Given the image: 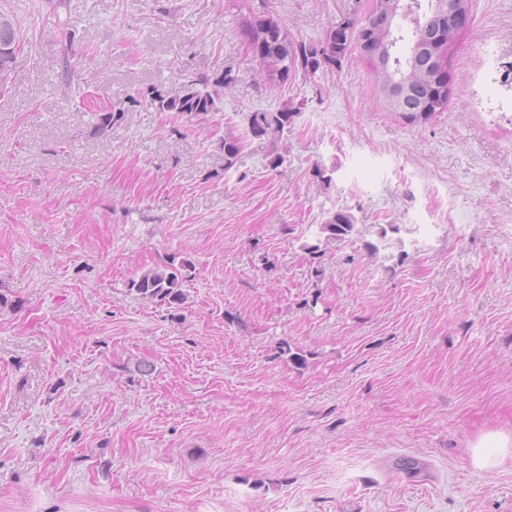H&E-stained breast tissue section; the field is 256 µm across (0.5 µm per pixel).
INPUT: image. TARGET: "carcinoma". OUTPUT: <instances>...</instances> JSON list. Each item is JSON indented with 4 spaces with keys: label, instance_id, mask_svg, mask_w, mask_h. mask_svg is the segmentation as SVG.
Listing matches in <instances>:
<instances>
[{
    "label": "carcinoma",
    "instance_id": "carcinoma-1",
    "mask_svg": "<svg viewBox=\"0 0 512 512\" xmlns=\"http://www.w3.org/2000/svg\"><path fill=\"white\" fill-rule=\"evenodd\" d=\"M443 7V0H376V8L391 18V24L382 36L379 61L370 63L374 84L385 103L395 112L414 120L426 102L437 96L431 84V66L434 59L448 65V55L458 36L444 40L436 36L435 19ZM405 8L415 14L416 22L405 24L397 13ZM353 21L345 20L326 33L321 48H310L293 40L282 22L271 11L262 14L256 24L243 30L252 49H261L266 59L259 62L260 72L291 59L293 67L316 72L322 65L340 66L354 44ZM202 80H192L178 94H153L149 105L159 112H178L198 115L217 110L213 94L199 89ZM289 112H254L250 118V132L255 137L281 136L288 128ZM326 242L346 241L370 232L367 226L357 227L354 216L337 211L320 225ZM190 263L172 261L142 272L130 280L129 291L149 303L180 306L187 299L184 284L193 277Z\"/></svg>",
    "mask_w": 512,
    "mask_h": 512
}]
</instances>
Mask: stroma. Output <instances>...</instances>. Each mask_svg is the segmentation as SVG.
I'll return each mask as SVG.
<instances>
[{
	"instance_id": "stroma-1",
	"label": "stroma",
	"mask_w": 512,
	"mask_h": 512,
	"mask_svg": "<svg viewBox=\"0 0 512 512\" xmlns=\"http://www.w3.org/2000/svg\"><path fill=\"white\" fill-rule=\"evenodd\" d=\"M265 8L317 47L373 0H0V512H512V453L471 459L512 436V0H472L424 122L356 46L259 80ZM200 78L216 111L149 106ZM337 210L405 257L312 256ZM172 260L181 308L130 294ZM292 112H255L250 118V132L255 137L282 136L288 129ZM511 437L499 432L482 435L472 446V462L481 469L498 465L500 458L510 453Z\"/></svg>"
}]
</instances>
